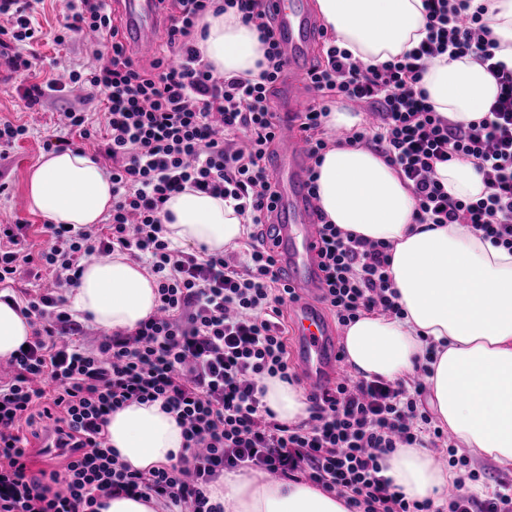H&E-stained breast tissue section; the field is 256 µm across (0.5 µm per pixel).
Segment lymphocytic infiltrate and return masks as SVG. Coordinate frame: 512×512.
I'll list each match as a JSON object with an SVG mask.
<instances>
[{"label": "lymphocytic infiltrate", "mask_w": 512, "mask_h": 512, "mask_svg": "<svg viewBox=\"0 0 512 512\" xmlns=\"http://www.w3.org/2000/svg\"><path fill=\"white\" fill-rule=\"evenodd\" d=\"M41 0H0V57L13 72L31 70L40 32L33 14ZM168 25L149 64L134 59L126 31L108 0H66L57 43L100 32L108 60L73 70L69 82L106 105L94 115L59 112L60 135L48 152L72 147L70 133L99 138L110 165L112 208L105 223L75 229L48 224L45 249L33 253L21 224H0V284L54 273L58 293L24 294L16 305L33 333L0 379V512H97L103 499L125 495L163 504L165 512H224L210 485L228 471H261L305 481L343 496L351 512H471L472 498L455 494L442 505L410 501L382 474L397 448L447 443L417 398L418 376L389 382L351 375L307 396L309 415L277 420L257 385L265 377L297 382L288 362L284 310L293 302L281 284L263 227L274 219L276 185L269 167L276 137L272 99L286 59L262 0H225L266 46L259 81L214 71L192 40L214 0H161ZM427 36L400 58L368 66L324 38L307 78L315 98L299 129L311 160L310 182L330 145L322 137L332 105H366L375 121L345 141L374 145L408 182L421 224H467L512 251V69L496 58L498 41L474 0H424ZM472 57L495 78L487 114L468 125L438 113L421 88L440 57ZM473 162L486 192L455 199L435 177L437 164ZM236 200L249 214L247 248L206 253L174 246L163 222L168 199L184 188ZM322 302L337 324L369 314L398 317L391 289L390 244L342 231L317 214ZM121 253L144 267L156 286L155 312L128 333L103 335L86 347L64 288L76 287L81 262ZM136 402L160 403L175 414L185 445L171 464L142 472L122 465L106 431L111 412ZM52 422L62 468L32 472L30 429Z\"/></svg>", "instance_id": "obj_1"}]
</instances>
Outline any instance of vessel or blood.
<instances>
[{"label":"vessel or blood","instance_id":"1","mask_svg":"<svg viewBox=\"0 0 512 512\" xmlns=\"http://www.w3.org/2000/svg\"><path fill=\"white\" fill-rule=\"evenodd\" d=\"M128 40L150 54L162 12L159 0H118ZM287 59L285 79L273 99L278 149L272 165L278 184L276 224L271 243L276 268L299 300L291 307L289 351L310 391L335 386L339 378L336 325L324 311L322 272L318 266L316 203L309 193L308 153L297 131L303 107L299 88L305 83L321 40V23L309 0H264Z\"/></svg>","mask_w":512,"mask_h":512}]
</instances>
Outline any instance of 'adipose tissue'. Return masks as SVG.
I'll use <instances>...</instances> for the list:
<instances>
[{
  "instance_id": "ef3b65f1",
  "label": "adipose tissue",
  "mask_w": 512,
  "mask_h": 512,
  "mask_svg": "<svg viewBox=\"0 0 512 512\" xmlns=\"http://www.w3.org/2000/svg\"><path fill=\"white\" fill-rule=\"evenodd\" d=\"M340 47L377 65L419 45L426 36L422 0H316ZM499 41L498 59L512 67V0H489L485 15ZM195 42L216 72L257 79L264 46L253 25L234 10L209 11ZM437 112L452 122L480 120L497 94L495 79L475 60L442 58L421 82ZM454 198H479L485 185L469 161L436 168ZM319 206L329 223L391 244V282L404 318L366 315L345 331L346 360L365 377L408 379L431 355L425 379L428 404L457 444L512 469V253L478 237L464 224H419L411 189L385 158L344 143L326 150L319 168ZM28 204L55 224L99 223L112 207V181L96 158L79 149L44 155L28 177ZM233 199L192 189L165 205L169 238L221 252L236 246L244 218ZM80 315L104 332L131 331L157 306L143 267L115 254L82 265L68 295ZM31 336L15 304L0 300V360H9ZM264 403L278 420L308 416L297 386L261 381ZM109 443L122 464L145 471L175 462L183 434L159 403H132L108 417ZM386 477L409 500L441 503L457 476L423 448H399L384 458ZM225 512H348L343 498L304 482H272L264 474L227 473L210 486Z\"/></svg>"
}]
</instances>
